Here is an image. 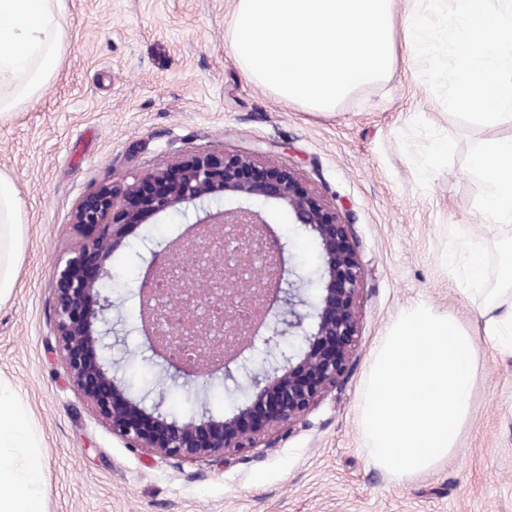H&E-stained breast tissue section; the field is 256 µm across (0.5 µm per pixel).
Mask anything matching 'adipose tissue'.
Listing matches in <instances>:
<instances>
[{"mask_svg": "<svg viewBox=\"0 0 512 512\" xmlns=\"http://www.w3.org/2000/svg\"><path fill=\"white\" fill-rule=\"evenodd\" d=\"M59 0H0V122L34 100L57 72L66 50ZM23 213L13 181L0 174V299L15 285V256ZM463 276L490 303L479 317L488 339L512 345V246L503 252L497 287L488 285V260L465 249ZM42 451L13 394L0 387V512H46Z\"/></svg>", "mask_w": 512, "mask_h": 512, "instance_id": "ef3b65f1", "label": "adipose tissue"}]
</instances>
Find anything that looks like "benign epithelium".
<instances>
[{
  "label": "benign epithelium",
  "instance_id": "benign-epithelium-1",
  "mask_svg": "<svg viewBox=\"0 0 512 512\" xmlns=\"http://www.w3.org/2000/svg\"><path fill=\"white\" fill-rule=\"evenodd\" d=\"M256 150L239 154L195 155L147 173L128 185L110 183L86 194L74 214L82 245L57 269L55 326L64 362L76 387L103 420L133 448H148L161 459L206 460L225 466L244 448H274L287 430L336 389L352 364L358 336L357 299L362 267L349 225L338 206L305 188L289 169L261 166ZM228 193L253 200L255 208L224 209ZM275 201L291 224L313 235L321 248L315 277L286 266L285 244L268 230L262 208ZM194 212L192 225L218 224L190 242L198 259L196 282L205 294L180 291L162 295L156 284L175 282V258L152 254L150 277L139 286L136 330L174 376H191L189 361H211L226 380L247 371L248 358L236 350L249 329L269 351L274 364L249 372L252 403L224 416L207 409L185 420L165 408V396L136 395L112 373V336L118 334L109 310L105 283L112 279V246L105 236L129 231L161 213ZM235 250L219 269L206 260ZM224 284L251 280L246 299ZM185 311L181 324L162 319L169 305ZM193 346L191 360L176 365L170 352Z\"/></svg>",
  "mask_w": 512,
  "mask_h": 512
}]
</instances>
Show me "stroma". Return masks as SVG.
I'll list each match as a JSON object with an SVG mask.
<instances>
[{"mask_svg": "<svg viewBox=\"0 0 512 512\" xmlns=\"http://www.w3.org/2000/svg\"><path fill=\"white\" fill-rule=\"evenodd\" d=\"M68 49L54 79L0 123V173L23 201L17 281L0 299V384L25 405L42 446L47 512H512V350L480 335L483 301L465 289V244L496 258L503 233L475 207L463 154L476 139L444 108L416 57L398 45L387 78L335 112L309 111L256 85L229 47L232 0H61ZM454 137L432 163L434 139ZM258 148L336 199L351 224L363 280L359 336L342 383L274 448L243 449L222 469L171 463L128 447L77 391L56 334L54 271L81 240L73 212L87 192L133 182L175 157ZM293 265L318 241L264 208ZM178 214L116 239L112 316L135 320L151 251L178 242ZM424 303L477 331L469 420L446 460L405 481L370 460L359 427L363 383L382 336ZM163 391L177 417L221 416L244 402L222 376L173 377L138 333L114 354Z\"/></svg>", "mask_w": 512, "mask_h": 512, "instance_id": "1", "label": "stroma"}]
</instances>
